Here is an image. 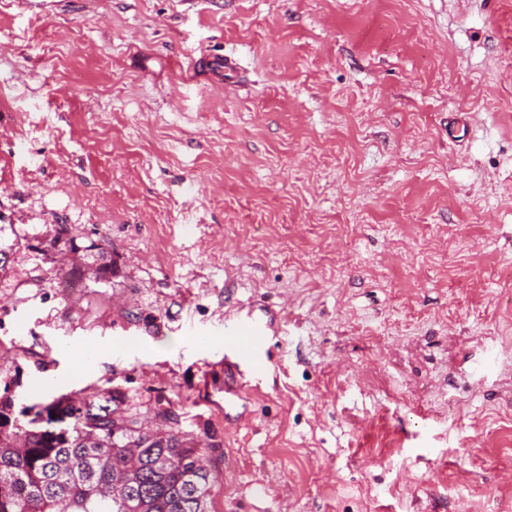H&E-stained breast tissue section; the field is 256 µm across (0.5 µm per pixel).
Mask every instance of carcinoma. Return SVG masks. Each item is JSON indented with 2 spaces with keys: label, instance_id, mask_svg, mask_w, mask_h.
Returning a JSON list of instances; mask_svg holds the SVG:
<instances>
[{
  "label": "carcinoma",
  "instance_id": "cac0c4a2",
  "mask_svg": "<svg viewBox=\"0 0 512 512\" xmlns=\"http://www.w3.org/2000/svg\"><path fill=\"white\" fill-rule=\"evenodd\" d=\"M73 243L62 227L42 243L49 260ZM0 397V512H212L206 451L180 432H147L117 414L116 397L61 394L17 409Z\"/></svg>",
  "mask_w": 512,
  "mask_h": 512
}]
</instances>
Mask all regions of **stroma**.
<instances>
[{"label":"stroma","mask_w":512,"mask_h":512,"mask_svg":"<svg viewBox=\"0 0 512 512\" xmlns=\"http://www.w3.org/2000/svg\"><path fill=\"white\" fill-rule=\"evenodd\" d=\"M0 224L18 402L112 388L215 512H512V0H0ZM250 306L228 399L192 339ZM210 64L205 69H202L200 65H198L197 70L201 77H204L208 81L222 80L223 76H229V74H234L237 70L241 68L239 61L231 55H224V57H219L215 59H211ZM270 329L271 322L264 311L257 313L251 309L224 318V372L233 373L240 386L250 383L242 367H247L255 379L266 368L264 341Z\"/></svg>","instance_id":"obj_1"}]
</instances>
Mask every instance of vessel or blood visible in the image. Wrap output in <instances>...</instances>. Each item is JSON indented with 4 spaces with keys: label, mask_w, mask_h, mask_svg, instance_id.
I'll return each mask as SVG.
<instances>
[{
    "label": "vessel or blood",
    "mask_w": 512,
    "mask_h": 512,
    "mask_svg": "<svg viewBox=\"0 0 512 512\" xmlns=\"http://www.w3.org/2000/svg\"><path fill=\"white\" fill-rule=\"evenodd\" d=\"M240 68L239 61L227 55L212 59L202 69L201 77L208 81L222 79ZM271 329L266 313L248 310L224 319V369L234 374L239 385H246L247 375H259L267 365L264 341Z\"/></svg>",
    "instance_id": "obj_1"
}]
</instances>
